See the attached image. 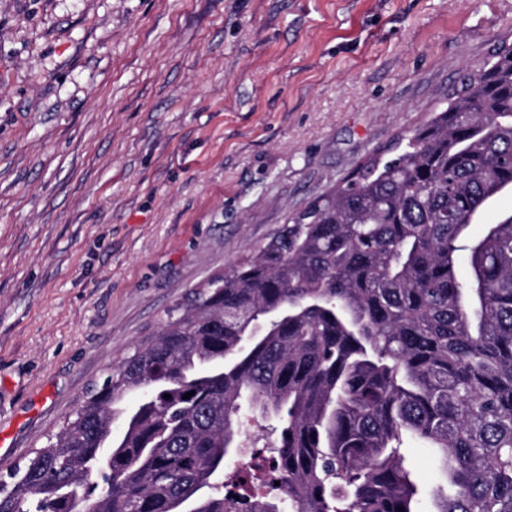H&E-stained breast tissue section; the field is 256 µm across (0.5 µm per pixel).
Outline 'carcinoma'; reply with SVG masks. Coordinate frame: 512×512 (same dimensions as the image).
I'll list each match as a JSON object with an SVG mask.
<instances>
[{"label":"carcinoma","instance_id":"1","mask_svg":"<svg viewBox=\"0 0 512 512\" xmlns=\"http://www.w3.org/2000/svg\"><path fill=\"white\" fill-rule=\"evenodd\" d=\"M494 54L170 306L0 474V512H420L406 440L434 450L433 512H512V213L469 234L512 191V47ZM246 403L276 411L272 443L243 436ZM242 453L269 462L252 500L224 494Z\"/></svg>","mask_w":512,"mask_h":512}]
</instances>
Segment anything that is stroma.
<instances>
[{
	"mask_svg": "<svg viewBox=\"0 0 512 512\" xmlns=\"http://www.w3.org/2000/svg\"><path fill=\"white\" fill-rule=\"evenodd\" d=\"M510 43L512 0H0V473Z\"/></svg>",
	"mask_w": 512,
	"mask_h": 512,
	"instance_id": "35a3bbf8",
	"label": "stroma"
}]
</instances>
